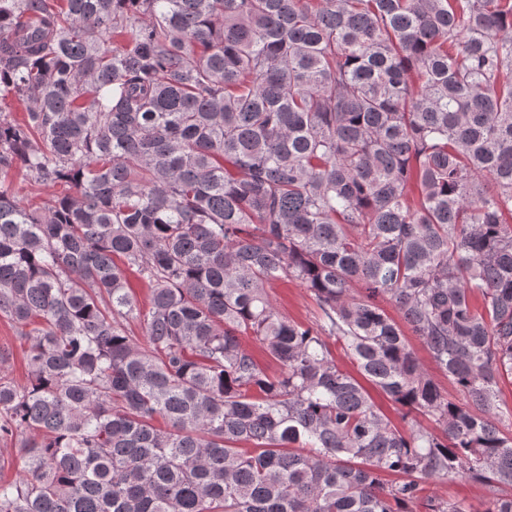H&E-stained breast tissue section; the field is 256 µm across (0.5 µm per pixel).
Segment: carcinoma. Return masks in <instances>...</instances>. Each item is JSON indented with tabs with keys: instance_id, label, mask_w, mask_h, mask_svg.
I'll list each match as a JSON object with an SVG mask.
<instances>
[{
	"instance_id": "obj_1",
	"label": "carcinoma",
	"mask_w": 512,
	"mask_h": 512,
	"mask_svg": "<svg viewBox=\"0 0 512 512\" xmlns=\"http://www.w3.org/2000/svg\"><path fill=\"white\" fill-rule=\"evenodd\" d=\"M8 99L0 512H512V0H0ZM23 174L21 171H14L11 173L9 180L12 183L13 190L19 194L20 198L24 199V203L33 206H43L51 203L59 190L48 186L32 187ZM273 304L286 317L294 321L308 322L315 314L311 293L295 281L278 283L269 290ZM0 348H6L10 353L9 359L0 363V371L2 369L17 382L23 383L26 379L24 345L16 338L14 327L5 318H0ZM434 491L440 498H464L475 506H479L484 496V492L479 487L465 481L439 483L434 486Z\"/></svg>"
}]
</instances>
